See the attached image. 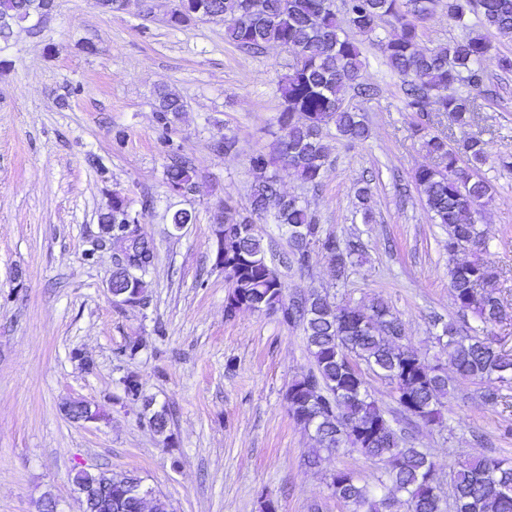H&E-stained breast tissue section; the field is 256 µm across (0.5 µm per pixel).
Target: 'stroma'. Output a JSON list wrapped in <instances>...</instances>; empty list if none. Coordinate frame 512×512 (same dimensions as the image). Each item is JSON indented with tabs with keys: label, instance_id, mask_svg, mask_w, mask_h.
Returning <instances> with one entry per match:
<instances>
[{
	"label": "stroma",
	"instance_id": "1",
	"mask_svg": "<svg viewBox=\"0 0 512 512\" xmlns=\"http://www.w3.org/2000/svg\"><path fill=\"white\" fill-rule=\"evenodd\" d=\"M173 0H128L100 11L94 0H55L36 28L15 29L0 57V512H79L75 470L131 471L169 512H350L327 488L332 473L352 471L376 484L379 464L362 454L323 456L308 466L310 432L288 413L286 392L311 357L300 327L279 315L241 310L226 316L230 283L214 265V215L232 196L247 206L254 172L249 158L280 134L281 78L294 60L276 45L257 54L224 38V24L196 20L173 28ZM484 83L470 89L477 105L472 134L486 143L478 174L491 187L479 219L483 257L498 273L506 315L496 347L512 354V39L486 31ZM361 81L372 98L348 94L364 110V142L329 137V163L314 189L280 171L282 191L298 197L324 230L356 238L364 254L344 280L328 258L312 252L307 267L282 270L288 296L313 290L336 301H388L404 322L411 348L425 360L443 357L436 340L444 323L475 326L458 312L448 288L447 232L432 222L412 174L432 164L415 133L418 122L458 139L446 113L425 118L405 107L402 77L378 47L361 46ZM174 90L185 110L169 132L153 112L158 87ZM126 138L113 147L112 134ZM238 140L231 153L216 140ZM194 163L198 188L168 194L162 137ZM103 157L97 170L90 155ZM368 183L373 223H363L354 197ZM133 209L152 206L140 223L155 264L140 305L113 302L106 283L115 260L99 246L98 215L113 195ZM191 210L196 221L175 232L169 213ZM142 343L128 357V342ZM91 359L85 370L81 358ZM134 374L155 406L172 419L158 435L141 406L124 399L120 378ZM364 378L392 426L434 454L436 483L448 487L449 464L484 455L512 460V388L484 403L496 380L454 377L439 425L416 421L398 404L389 381ZM80 398L100 406L106 421L80 425L60 411Z\"/></svg>",
	"mask_w": 512,
	"mask_h": 512
}]
</instances>
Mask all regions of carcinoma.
I'll use <instances>...</instances> for the list:
<instances>
[{
    "instance_id": "carcinoma-1",
    "label": "carcinoma",
    "mask_w": 512,
    "mask_h": 512,
    "mask_svg": "<svg viewBox=\"0 0 512 512\" xmlns=\"http://www.w3.org/2000/svg\"><path fill=\"white\" fill-rule=\"evenodd\" d=\"M190 5L171 9L172 27L197 19L224 22L225 38L237 48L258 51L269 44L296 48L302 62L280 81L284 109L278 123L284 135L273 152H256L249 158L256 173L247 208L238 209L224 200L214 223L224 224V269L231 288L224 311L231 317L242 309L278 313L288 325L303 328L312 368L288 388L286 400L292 419L313 433L316 448L307 463L316 466L321 454L357 451L380 463L384 489L376 496L359 484L354 474L339 470L332 474L328 489L351 512H389L395 506L406 512H512V462L494 456L465 460L448 466L450 497L430 484L436 469L434 457L407 445L393 429L385 411L369 394L360 365L393 385L399 405L410 411L427 409V423L442 419L443 399L449 393L448 373L420 358L404 343L405 326L388 303L378 298L369 305L335 302L312 291L299 306H281L286 284L276 265L267 259L263 239L249 225L262 218L287 236L290 251L281 259L286 266L304 267L312 250L301 247L300 234L325 254L336 279L344 280L354 257L362 253L358 240L341 239L326 232L298 198L283 193L277 174L269 167L292 170L305 183L321 185L329 158L325 142L330 128L349 142L367 139L369 128L355 107L346 105L345 94L358 86L363 68L361 39L376 35L379 22L394 19V33L380 41L387 65L405 77L406 107L417 114L428 111L436 99L439 111L451 115L460 130L473 125L474 100L456 91L458 84L477 87L483 81L482 62L490 45L486 37L467 23L475 15L481 25L503 38H512V0H448V16L462 33L446 45L423 49L419 45L420 23L432 12L436 0H350L346 16L340 17L334 0H189ZM51 0H0V41L8 42L16 26L31 23L50 13ZM184 103L167 87L156 91L153 112L166 130ZM423 148L437 163L415 170L412 179L431 219L448 230L449 288L457 310L471 313L485 328L503 318V305L496 291V275L480 258L482 241L476 214L491 186L474 177L485 160L483 140L468 136L452 146L448 135L419 127ZM165 183L187 197L197 189L196 171L189 160L172 153L164 167ZM140 212L127 199L115 195L112 207L99 215L101 224L112 225V239L130 250L128 261L112 271V286L129 284L146 290V276L154 264V247L139 232ZM438 342L448 355L454 372L473 381L492 376L512 385V355L493 346L478 330L464 331L450 321L442 326ZM124 397L151 402L137 377L120 380ZM317 386L319 402L308 399V388ZM112 480L131 487L141 479L129 473L79 470L76 486Z\"/></svg>"
}]
</instances>
